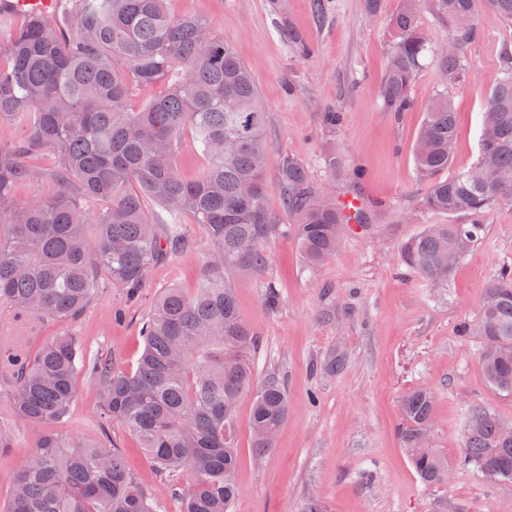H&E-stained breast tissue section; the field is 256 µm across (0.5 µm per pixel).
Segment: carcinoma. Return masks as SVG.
<instances>
[{"label": "carcinoma", "mask_w": 512, "mask_h": 512, "mask_svg": "<svg viewBox=\"0 0 512 512\" xmlns=\"http://www.w3.org/2000/svg\"><path fill=\"white\" fill-rule=\"evenodd\" d=\"M166 0H61L58 16L26 14L18 26L0 16V123L25 125L23 139L0 143V303L49 318L70 317L102 281L137 289L153 263L190 247L183 217L205 226L214 254L195 290L164 289L142 324L136 370L93 363L102 384L103 420L131 431L161 473L187 477L180 512H230L238 495L234 426L239 400L254 392L253 448L264 452L288 418V395L275 378L255 386L249 353L256 339L239 310L228 271L259 275L264 244L277 226L265 204V111L255 78L233 47L209 35L195 15L172 17ZM420 0H401L389 25L395 37L378 97L386 112L412 106L421 58H437L443 82L460 83L476 34V0H436L448 18L453 52L431 48L421 33ZM161 85L165 93L139 111L128 100ZM457 110L437 94L413 155L428 179L422 207L479 215L512 209V54L486 99L479 176L444 177L457 136ZM190 129L207 159L187 179L177 163ZM52 156L44 166L30 158ZM22 184L47 187L27 201ZM278 186L296 219L304 264L336 253L343 220L333 193L318 195L301 160L281 157ZM95 206L87 211V204ZM97 225L89 236L86 226ZM483 225L431 224L404 243L405 263L430 286L434 271H452L481 239ZM477 319L485 331L479 360L486 385L512 396V272L490 281ZM84 367L77 339L62 333L17 374L14 413L35 425L61 422L76 398ZM434 397L415 388L401 399V438L426 483L448 480V458L417 443L430 425ZM458 465L495 482H512V439L482 405L465 412ZM0 512H157L121 455L81 438L44 433L20 464Z\"/></svg>", "instance_id": "carcinoma-1"}]
</instances>
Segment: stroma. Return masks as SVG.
I'll return each instance as SVG.
<instances>
[{"mask_svg":"<svg viewBox=\"0 0 512 512\" xmlns=\"http://www.w3.org/2000/svg\"><path fill=\"white\" fill-rule=\"evenodd\" d=\"M371 16L366 0H328L317 16L312 0H167L170 15L206 18L212 36L232 44L252 70L266 111L268 208L278 226L265 250L259 277H233L238 307L257 346L250 355L256 382L281 378L288 390V418L273 448H253L252 395L237 409L235 479L239 495L232 512H512V483L490 482L461 468L463 412L490 408L512 426V396L489 389L478 360L480 340L459 333L473 320L483 290L503 268H512V210L493 208L478 217L420 210L427 183L418 175L413 144L433 97L449 91L458 112L450 173L478 161L486 97L503 66L505 24L488 0H476L477 36L468 47L467 76L445 88L439 66L425 56L412 86L413 107L383 111L377 96L393 47L390 15L399 0H383ZM293 31L311 48L299 55L285 39ZM340 121L328 127L323 115ZM340 169L326 164L329 154ZM298 156L316 191L362 195L366 224H350L336 255L307 269L294 237V218L281 205L277 168L282 155ZM484 226L480 243L455 266L446 286H428L402 258L401 246L430 224ZM187 251L155 262L143 290L144 303L125 308L121 289L104 285L81 313L46 318L0 305V323L19 337L16 350L31 362L28 342L58 333L76 336L86 361L108 358L114 370L131 372L142 350L140 321L160 292L197 287L211 248L202 225L187 223ZM279 294L269 307L267 286ZM342 361L329 369L332 358ZM12 378L0 374V504L14 488L20 462L44 429L19 419L9 397ZM423 386L434 394L430 423L433 448L448 459L450 478L424 483L400 437L402 397ZM78 396L54 432L97 445L115 446L129 471L147 488L158 512H179V485L156 471L136 436L118 425L102 426L101 388L89 371L76 376Z\"/></svg>","mask_w":512,"mask_h":512,"instance_id":"35a3bbf8","label":"stroma"}]
</instances>
